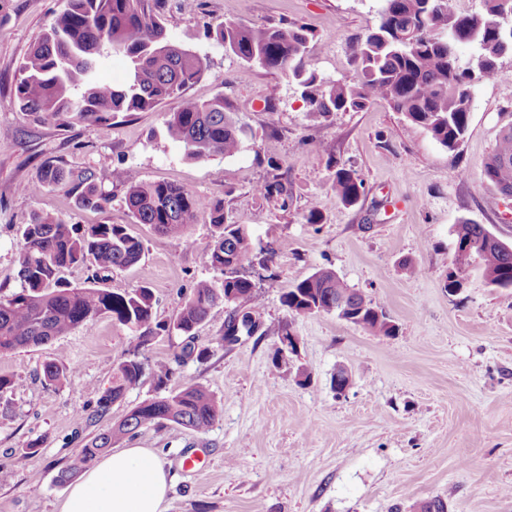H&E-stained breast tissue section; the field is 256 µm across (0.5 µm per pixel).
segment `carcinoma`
<instances>
[{
    "label": "carcinoma",
    "mask_w": 512,
    "mask_h": 512,
    "mask_svg": "<svg viewBox=\"0 0 512 512\" xmlns=\"http://www.w3.org/2000/svg\"><path fill=\"white\" fill-rule=\"evenodd\" d=\"M380 2L376 25L350 46V62L357 73L353 83L325 80L310 67L307 49L315 34L303 23L221 21L207 24L206 34L225 53L240 59L244 72L261 68L288 77L315 119L360 111L382 100L440 145L455 149L468 131L475 85L509 75L502 59L512 57V0H482L480 14L460 11L457 0ZM465 48L469 49L466 57ZM114 53L123 55L130 65V76L122 83L99 78L103 59ZM210 70L208 55L168 37L151 0H67L64 10L22 58L13 95L23 112L90 123L107 122L119 112L152 110L177 98L179 105L166 120L168 137L182 143L190 159L229 158L240 153L248 139L234 118L233 104L222 94L202 103L184 97L185 90ZM268 167L256 192L277 201L285 193L280 165L271 160ZM483 172L491 186L512 195V126L500 132ZM73 178L79 208L104 210L112 202L103 179L95 173L75 176L53 162L44 164L24 191L36 196L47 185ZM363 185L355 170L336 166L332 186L343 203L355 204ZM124 202L134 223L147 224L185 244L191 242L190 226L200 216L207 217L213 229L208 261L221 272L244 262L253 249L246 225L226 222L223 201L204 203L180 185L129 179ZM456 236L448 290L456 287L458 273L476 261L482 262L489 284L512 288V245L467 220L457 225ZM21 237L16 256L20 288L0 294V351L46 344L101 316L136 331L133 350L113 367L112 385L97 401V416L109 414L113 403L142 384L144 364L138 355L160 333L174 331L185 337L176 361L206 359L208 349L195 343L197 331L212 309L229 304L231 296L250 307L242 313L233 309L224 328L237 323L242 334L255 333L253 318L260 316L261 302L252 282L242 277L226 274L219 282H200L169 325L155 321L153 293L147 286L114 293L96 286L58 284L56 276L66 267L89 264L95 268L96 281L138 264L144 243L124 225L80 226L34 212L21 225ZM281 302L296 315L334 313L373 335L396 334V326L382 308L347 287L328 268L316 270L283 292ZM70 372V367L55 360L43 367L45 380L52 384L62 383ZM222 412V402L200 384L147 398L90 439L74 468L61 471L58 480L62 483L76 470L91 466L116 440L143 426L173 423L205 430Z\"/></svg>",
    "instance_id": "cac0c4a2"
}]
</instances>
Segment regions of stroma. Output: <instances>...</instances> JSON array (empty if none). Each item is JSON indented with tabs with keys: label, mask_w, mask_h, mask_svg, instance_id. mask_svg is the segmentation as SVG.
Returning <instances> with one entry per match:
<instances>
[{
	"label": "stroma",
	"mask_w": 512,
	"mask_h": 512,
	"mask_svg": "<svg viewBox=\"0 0 512 512\" xmlns=\"http://www.w3.org/2000/svg\"><path fill=\"white\" fill-rule=\"evenodd\" d=\"M65 5L0 0V292L19 288V226L42 211L76 224H125L141 237V262L113 273L106 286L117 293L149 286L157 320H173L199 281L221 280L208 262L209 224L192 225L187 247L133 222L123 202L132 175L223 201L227 221L247 225L256 248L243 269L260 295V327L221 345L228 311L216 307L198 329L199 344L211 350L202 362H175L181 337H155L140 354L142 384L102 418L93 410L113 365L134 346L129 327L99 318L47 344L0 352V374L15 381L8 408L0 409V512H59L67 487L58 474L88 440L155 396L159 362L172 366L169 388L198 383L224 403L206 430L151 425L120 440L123 448L152 450L172 475L166 512H413L435 497L448 512H512V288L490 287L477 265L458 292L445 286L462 220L512 244V199L483 177L498 133L512 125V81L476 87L468 132L452 150L380 101L316 121L288 78L244 72L207 38L205 23H305L315 33L312 67L352 81L348 44L376 24L377 0H198L192 12L161 0L169 37L212 60L188 97L224 95L248 129L235 157L191 160L165 131L173 100L105 124L20 111L11 94L17 68ZM269 101L278 110L273 132ZM333 159L364 181L355 204L342 203L332 188ZM271 160L281 165L282 204L254 191ZM48 161L106 173L111 205L77 208L71 181L22 194ZM312 212L318 223L307 222ZM320 268L381 306L396 335L374 336L333 314L290 316L282 292ZM285 322L299 348L277 366L271 356ZM54 359L74 369L60 384L43 377ZM340 367L352 377L341 395L331 385ZM302 370L309 384H299ZM32 441L39 444L33 454ZM196 449L205 452L199 474L183 466Z\"/></svg>",
	"instance_id": "stroma-1"
}]
</instances>
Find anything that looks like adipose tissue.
<instances>
[{
    "label": "adipose tissue",
    "instance_id": "1",
    "mask_svg": "<svg viewBox=\"0 0 512 512\" xmlns=\"http://www.w3.org/2000/svg\"><path fill=\"white\" fill-rule=\"evenodd\" d=\"M166 470L145 448L104 456L72 483L60 512H165Z\"/></svg>",
    "mask_w": 512,
    "mask_h": 512
}]
</instances>
